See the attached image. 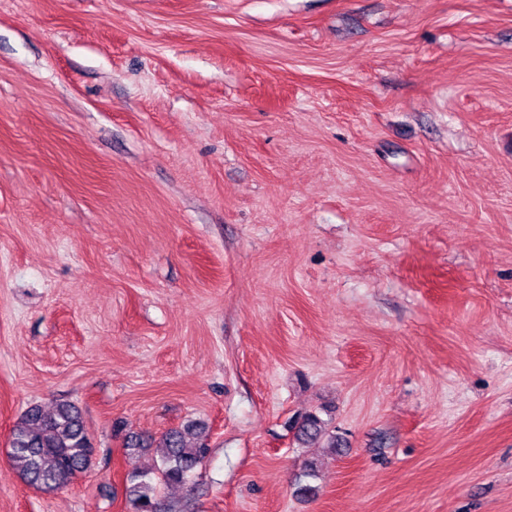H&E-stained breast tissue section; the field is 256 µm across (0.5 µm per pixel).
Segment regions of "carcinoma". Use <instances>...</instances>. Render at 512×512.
Returning a JSON list of instances; mask_svg holds the SVG:
<instances>
[{
	"mask_svg": "<svg viewBox=\"0 0 512 512\" xmlns=\"http://www.w3.org/2000/svg\"><path fill=\"white\" fill-rule=\"evenodd\" d=\"M298 439L315 441L329 436V447H336V437L328 435L324 422L308 414L291 425ZM128 454L149 448L161 449L160 464L153 474L130 476L126 497L133 512H186L190 503L164 499L157 486L183 485L190 482L208 454L203 429L194 424L169 430L158 437L133 434L126 437ZM8 455L22 478L44 492L63 488L69 477L89 470L97 456L78 407L71 403L57 405L48 414L40 405L31 404L13 426Z\"/></svg>",
	"mask_w": 512,
	"mask_h": 512,
	"instance_id": "obj_1",
	"label": "carcinoma"
}]
</instances>
